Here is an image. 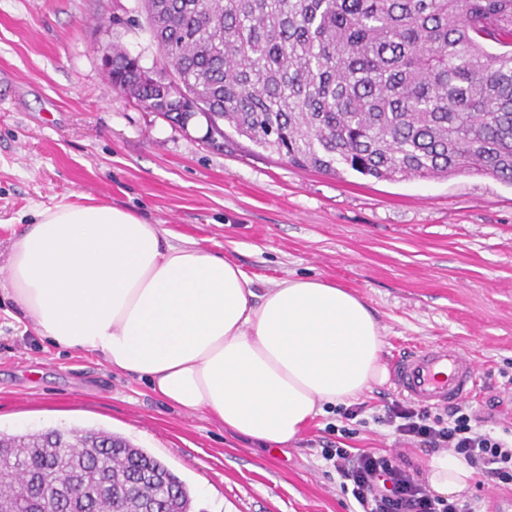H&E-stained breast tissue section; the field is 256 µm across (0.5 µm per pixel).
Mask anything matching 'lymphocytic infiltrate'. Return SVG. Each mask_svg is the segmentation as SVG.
Listing matches in <instances>:
<instances>
[{"instance_id":"lymphocytic-infiltrate-1","label":"lymphocytic infiltrate","mask_w":512,"mask_h":512,"mask_svg":"<svg viewBox=\"0 0 512 512\" xmlns=\"http://www.w3.org/2000/svg\"><path fill=\"white\" fill-rule=\"evenodd\" d=\"M492 415L463 402L432 408L396 400L374 414V423L393 428L407 444L448 450L494 485L512 486V429H489ZM323 457L340 477V488L357 512H477L471 502L432 496L403 454L328 448Z\"/></svg>"}]
</instances>
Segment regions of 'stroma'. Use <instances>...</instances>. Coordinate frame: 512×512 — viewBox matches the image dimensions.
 Wrapping results in <instances>:
<instances>
[{
    "label": "stroma",
    "instance_id": "35a3bbf8",
    "mask_svg": "<svg viewBox=\"0 0 512 512\" xmlns=\"http://www.w3.org/2000/svg\"><path fill=\"white\" fill-rule=\"evenodd\" d=\"M117 46L160 71L140 0H0V240L37 207L108 204L235 261L261 282L312 277L361 297L384 358L447 342L481 369L472 403L512 426V186L480 175L379 181L292 166L227 133L207 141L113 86ZM0 290V431L102 429L162 461L192 512H351L322 451L429 454L369 424L338 438L335 411L295 442L259 450L200 413L167 407L145 380L53 346Z\"/></svg>",
    "mask_w": 512,
    "mask_h": 512
}]
</instances>
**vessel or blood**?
I'll return each instance as SVG.
<instances>
[{"label": "vessel or blood", "mask_w": 512, "mask_h": 512, "mask_svg": "<svg viewBox=\"0 0 512 512\" xmlns=\"http://www.w3.org/2000/svg\"><path fill=\"white\" fill-rule=\"evenodd\" d=\"M391 371L399 392L422 405L448 407L477 395L484 385L474 361L449 343L395 354Z\"/></svg>", "instance_id": "1"}]
</instances>
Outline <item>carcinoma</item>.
<instances>
[{"instance_id":"carcinoma-1","label":"carcinoma","mask_w":512,"mask_h":512,"mask_svg":"<svg viewBox=\"0 0 512 512\" xmlns=\"http://www.w3.org/2000/svg\"><path fill=\"white\" fill-rule=\"evenodd\" d=\"M163 74L112 48V84L187 124H221L289 163L378 180L483 175L512 184V0H142ZM502 50L493 53L488 44ZM186 96L171 99L167 74ZM64 512L68 477L87 512H191L160 460L101 430L0 431V504Z\"/></svg>"}]
</instances>
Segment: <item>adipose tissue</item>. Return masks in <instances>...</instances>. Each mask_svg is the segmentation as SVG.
<instances>
[{"mask_svg":"<svg viewBox=\"0 0 512 512\" xmlns=\"http://www.w3.org/2000/svg\"><path fill=\"white\" fill-rule=\"evenodd\" d=\"M111 205L38 209L8 247L6 294L56 347L144 378L167 405L261 448L298 439L325 406L386 382L364 300L319 278L265 289L235 262ZM473 469L442 450L425 475L461 498Z\"/></svg>","mask_w":512,"mask_h":512,"instance_id":"1","label":"adipose tissue"}]
</instances>
